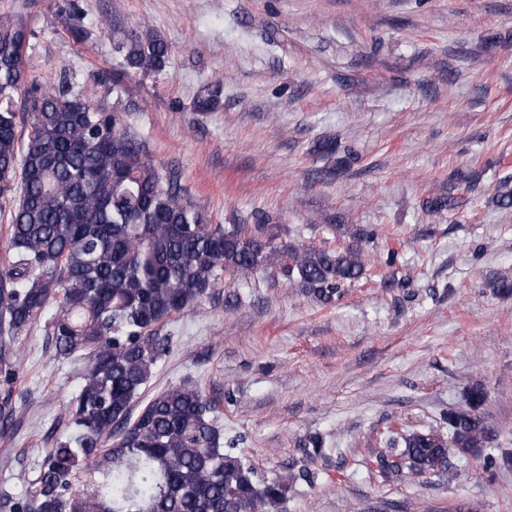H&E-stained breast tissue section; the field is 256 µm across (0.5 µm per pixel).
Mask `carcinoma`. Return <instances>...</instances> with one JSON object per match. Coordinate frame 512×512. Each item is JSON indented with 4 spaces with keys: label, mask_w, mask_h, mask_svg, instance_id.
Returning <instances> with one entry per match:
<instances>
[{
    "label": "carcinoma",
    "mask_w": 512,
    "mask_h": 512,
    "mask_svg": "<svg viewBox=\"0 0 512 512\" xmlns=\"http://www.w3.org/2000/svg\"><path fill=\"white\" fill-rule=\"evenodd\" d=\"M67 35L86 39L70 3ZM33 33L0 17V193L13 194L11 260L0 269V331H22L50 303L57 356L89 354L84 383L69 402L74 436L46 450L33 488L0 497V512H284L288 476L258 477L224 449L214 405L193 383L170 386L130 417L131 403L165 349L158 326L201 300L221 277L276 271L322 304L360 280L368 259L359 242L330 249L277 245L265 224L210 223L179 165L157 166L119 111L88 101L63 72L28 84L24 54ZM128 71L163 70L169 47L158 34L117 38ZM222 86L194 111L208 112ZM27 142H22V137ZM472 386L466 407L448 413V435L392 431L370 452L381 477L443 476L497 437ZM106 439L112 447H102ZM85 488L74 487L77 472Z\"/></svg>",
    "instance_id": "obj_1"
}]
</instances>
